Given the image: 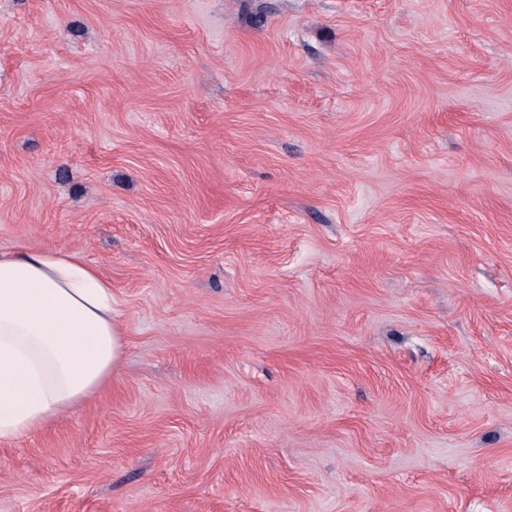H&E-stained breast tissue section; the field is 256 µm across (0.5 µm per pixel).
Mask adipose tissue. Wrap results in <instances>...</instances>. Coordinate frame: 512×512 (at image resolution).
<instances>
[{"label":"adipose tissue","mask_w":512,"mask_h":512,"mask_svg":"<svg viewBox=\"0 0 512 512\" xmlns=\"http://www.w3.org/2000/svg\"><path fill=\"white\" fill-rule=\"evenodd\" d=\"M112 284L63 249L0 254V442L94 394L118 366Z\"/></svg>","instance_id":"obj_1"}]
</instances>
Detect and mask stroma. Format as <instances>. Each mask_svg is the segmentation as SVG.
Wrapping results in <instances>:
<instances>
[{"label":"stroma","mask_w":512,"mask_h":512,"mask_svg":"<svg viewBox=\"0 0 512 512\" xmlns=\"http://www.w3.org/2000/svg\"><path fill=\"white\" fill-rule=\"evenodd\" d=\"M125 351L0 512H512V0H0V250Z\"/></svg>","instance_id":"1"}]
</instances>
